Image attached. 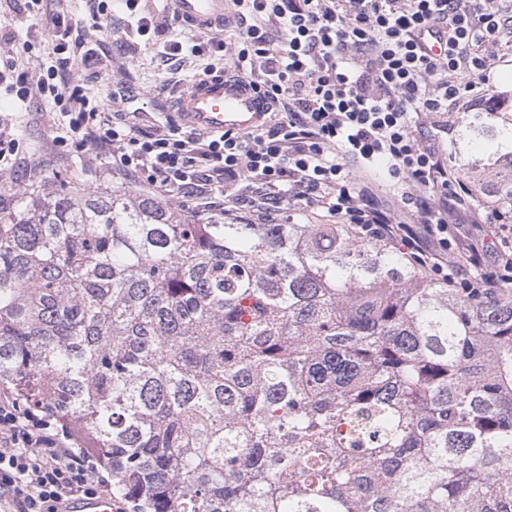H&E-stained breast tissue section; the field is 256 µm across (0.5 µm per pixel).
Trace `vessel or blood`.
<instances>
[{
  "label": "vessel or blood",
  "mask_w": 512,
  "mask_h": 512,
  "mask_svg": "<svg viewBox=\"0 0 512 512\" xmlns=\"http://www.w3.org/2000/svg\"><path fill=\"white\" fill-rule=\"evenodd\" d=\"M166 11L194 31L213 33L223 28L230 0H162ZM180 119L193 128L221 133L247 131L259 124L267 110L265 99L224 75L208 76L181 89L175 99ZM66 512H123L116 497L74 502Z\"/></svg>",
  "instance_id": "1"
}]
</instances>
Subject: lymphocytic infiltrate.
Returning a JSON list of instances; mask_svg holds the SVG:
<instances>
[{"label":"lymphocytic infiltrate","mask_w":512,"mask_h":512,"mask_svg":"<svg viewBox=\"0 0 512 512\" xmlns=\"http://www.w3.org/2000/svg\"><path fill=\"white\" fill-rule=\"evenodd\" d=\"M141 0H125L126 26L114 44L120 57L140 48L172 60L225 57L232 74L261 93L277 117L247 132L204 133L172 116L144 132L125 83L105 111L97 84L79 72L97 67L86 31L55 18L47 53L37 65L13 56L17 97L54 104L66 123L51 142L91 148L109 170L163 199L198 201L202 213L276 223L305 207L324 209L368 240L392 238L434 275L462 288H493L511 276L487 270L483 245L465 264L447 261L448 205L462 203L465 185L443 161L440 133L421 118L459 100L484 98L502 39L512 33L504 0H232L237 34L190 42L160 41L157 19ZM444 34L435 55L424 44ZM382 163L414 221H399L361 182L353 163ZM112 478L71 435L39 417L10 388L0 389V505L6 512H62L69 502L111 493Z\"/></svg>","instance_id":"obj_1"}]
</instances>
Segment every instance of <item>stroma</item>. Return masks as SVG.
Masks as SVG:
<instances>
[{
  "mask_svg": "<svg viewBox=\"0 0 512 512\" xmlns=\"http://www.w3.org/2000/svg\"><path fill=\"white\" fill-rule=\"evenodd\" d=\"M16 0H0V35L12 34L14 47L30 45L33 55H41L44 37L52 17L65 16L89 28L100 23L99 46L111 51L113 31L122 27L127 17L124 0H111L108 14L93 20L88 0H43L40 15H21L16 11ZM224 71L225 63L206 56L164 60L144 51L129 58H115L112 66L101 72L98 79L102 104L111 108L110 92L115 80L126 81L139 94V122L148 130L157 128V110L172 111L177 92L186 84L198 80L205 68ZM65 119L58 110L39 102L20 108L19 100L7 84H0V133L16 138L20 143L16 162L0 165V184L7 188L0 194V208L10 209L20 193L33 186L38 175L62 174L80 187L97 189H134L133 181L126 180L98 166L93 151L69 152L67 158L55 159L50 154L51 140Z\"/></svg>",
  "mask_w": 512,
  "mask_h": 512,
  "instance_id": "35a3bbf8",
  "label": "stroma"
}]
</instances>
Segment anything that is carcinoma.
Returning <instances> with one entry per match:
<instances>
[{"instance_id": "1", "label": "carcinoma", "mask_w": 512, "mask_h": 512, "mask_svg": "<svg viewBox=\"0 0 512 512\" xmlns=\"http://www.w3.org/2000/svg\"><path fill=\"white\" fill-rule=\"evenodd\" d=\"M448 132L474 215H512V99ZM40 181L0 211V385L136 512H512V285Z\"/></svg>"}]
</instances>
